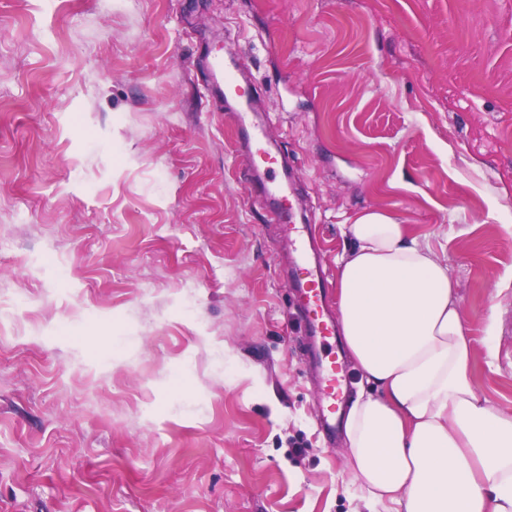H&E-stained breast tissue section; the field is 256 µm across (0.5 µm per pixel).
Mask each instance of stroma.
<instances>
[{
	"label": "stroma",
	"mask_w": 512,
	"mask_h": 512,
	"mask_svg": "<svg viewBox=\"0 0 512 512\" xmlns=\"http://www.w3.org/2000/svg\"><path fill=\"white\" fill-rule=\"evenodd\" d=\"M204 50L325 274L400 218L512 412V0H0V512H370ZM208 69L212 75L211 88H208L209 94L224 98V87L230 89L235 83L226 72L224 73V60L214 58L212 61H208Z\"/></svg>",
	"instance_id": "obj_1"
}]
</instances>
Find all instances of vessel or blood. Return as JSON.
Segmentation results:
<instances>
[{
	"label": "vessel or blood",
	"mask_w": 512,
	"mask_h": 512,
	"mask_svg": "<svg viewBox=\"0 0 512 512\" xmlns=\"http://www.w3.org/2000/svg\"><path fill=\"white\" fill-rule=\"evenodd\" d=\"M208 69L212 75L210 95L223 97L225 89L233 85L232 78L224 74L223 60L209 61ZM243 141L249 163L240 169L239 177L244 183L261 186L263 196L272 200V221L282 226L295 253L288 279L297 290L302 318L311 336L320 343L317 361L322 400L321 426L325 433L332 434L336 431L337 413L348 392L349 381L337 351L336 323L326 309L328 284L317 266V251L305 225L293 220V181L278 179V161L268 152L262 132L244 134Z\"/></svg>",
	"instance_id": "b4317fda"
}]
</instances>
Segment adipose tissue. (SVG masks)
<instances>
[{"mask_svg":"<svg viewBox=\"0 0 512 512\" xmlns=\"http://www.w3.org/2000/svg\"><path fill=\"white\" fill-rule=\"evenodd\" d=\"M344 233L336 304L359 377L344 421L354 481L386 512H512V413L474 388L447 265L383 209Z\"/></svg>","mask_w":512,"mask_h":512,"instance_id":"obj_1","label":"adipose tissue"}]
</instances>
